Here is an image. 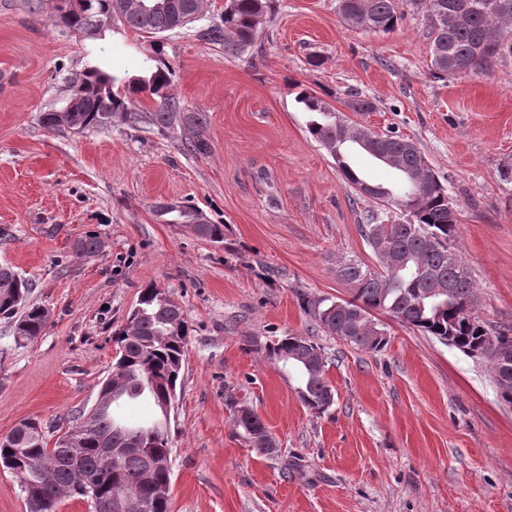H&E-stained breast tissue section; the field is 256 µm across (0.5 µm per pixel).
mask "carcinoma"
Masks as SVG:
<instances>
[{
    "label": "carcinoma",
    "instance_id": "cac0c4a2",
    "mask_svg": "<svg viewBox=\"0 0 512 512\" xmlns=\"http://www.w3.org/2000/svg\"><path fill=\"white\" fill-rule=\"evenodd\" d=\"M83 6L69 15L59 14L60 24L92 33L105 13L127 27L156 36L180 29V17L193 14L200 20L204 0H172L165 12L124 10L113 0H81ZM424 4L431 44V71L437 78H460L484 73L496 62L512 54V0H498L500 8L487 9L488 0H418ZM273 0H230L224 18L199 31V37L224 45V55L239 56L254 47L258 27L272 11ZM338 10L348 24L374 33H387L402 18L400 0H339ZM171 82L169 67H156L146 79H140L127 92L114 91V78L99 67L71 76L67 85H81L78 97L66 99L62 110L47 112L44 124L49 128L76 127L82 131L103 128L115 117L134 123L167 128L180 103L163 95ZM149 92L161 98L154 109L134 111L136 95ZM305 111L312 114L308 134L329 150L344 177L357 194L383 207L406 213L407 224H383L381 214L368 210L359 225L362 238L379 261V269H370L355 260H343L336 275L352 287L348 301L327 302L324 298L302 295V307L327 333L369 352L387 345L385 330L372 319L381 312L435 337L465 356L489 366L499 401L512 405V355L499 360L498 352H512V336L493 331L474 315V283L462 258L453 251L457 217L448 192L438 180L424 156L408 151L407 140L379 134L369 129L352 128L339 111L315 92L306 89L297 94ZM352 143L370 156L395 170L403 189L395 194L381 185L361 178L347 163L344 150ZM173 223L187 227L198 237L212 242L224 239L223 224L198 221V212L181 206L167 208ZM103 241L89 234L74 245L75 253L88 256L101 252ZM29 281L9 264H0V317L14 324V340L32 341L48 323V312L27 302ZM118 347L117 363L123 365L121 391L96 409L78 412L69 421L67 431L47 440L45 432L33 433L23 420L0 438V466L15 473L21 484L27 512H56L66 498H89L86 487L96 491L105 502L123 500V512H171V498L158 500L153 486L171 484L172 469L147 473L154 457L171 454L169 414L163 402L175 400L187 343V325L181 307L159 296L156 289L144 288L125 324L114 333ZM266 357L298 376L297 393L310 411L321 414L334 401L325 378L326 358L314 342L301 336H281L263 345ZM146 397L157 409L154 419L144 424L125 421L117 409L125 401ZM234 426L253 450L273 456L271 433L250 407L232 396ZM78 433L85 451L74 458L67 434ZM131 452L118 462H102L99 442ZM54 463V475L41 478L47 462Z\"/></svg>",
    "mask_w": 512,
    "mask_h": 512
}]
</instances>
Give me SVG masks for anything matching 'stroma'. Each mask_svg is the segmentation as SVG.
<instances>
[{
	"mask_svg": "<svg viewBox=\"0 0 512 512\" xmlns=\"http://www.w3.org/2000/svg\"><path fill=\"white\" fill-rule=\"evenodd\" d=\"M225 4L205 0L201 22L151 38L113 19L93 36L56 24L55 0H0V263L49 312L30 342L0 319V436L90 407L112 372L113 331L153 285L188 324L170 414L171 512H512V407L485 364L383 313L377 353L305 313V294L351 299L340 261L378 259L359 232L374 201L310 137L295 101L314 91L349 125L416 144L456 210L477 316L510 331L512 56L439 79L411 0L386 34L347 25L338 0H274L262 49L228 57L198 37ZM160 60L181 106L171 127L43 124L71 73L106 65L120 91ZM355 93L373 111H347ZM193 136L205 151L186 150ZM170 202L224 225V242L160 220L156 205ZM91 232L102 252L76 256ZM288 334L325 354L334 402L323 414L301 403L295 374L246 343ZM232 395L268 427L276 456L237 434Z\"/></svg>",
	"mask_w": 512,
	"mask_h": 512,
	"instance_id": "1",
	"label": "stroma"
}]
</instances>
